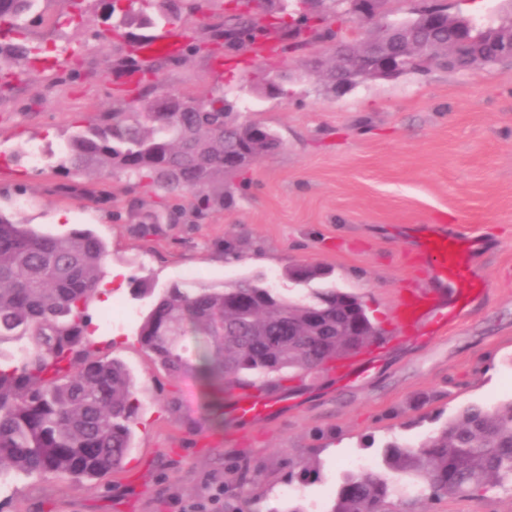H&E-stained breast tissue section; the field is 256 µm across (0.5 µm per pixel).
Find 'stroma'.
<instances>
[{
	"mask_svg": "<svg viewBox=\"0 0 512 512\" xmlns=\"http://www.w3.org/2000/svg\"><path fill=\"white\" fill-rule=\"evenodd\" d=\"M225 0H193L175 32L196 53L175 54L157 74L158 91L201 98L223 93L240 119L259 121L281 138L279 150L225 176L224 202L187 215L160 233L137 236L136 223L167 204L117 173L70 191L57 168L75 123L123 112L138 96L120 78L119 40L103 36L98 0H42L25 24L31 55L13 88L0 96V213L55 234L88 227L111 252L95 308L111 309L102 354L133 375L141 403L132 448L122 467L80 487L27 477L0 491V512H224L211 501L238 494L234 468L253 471L249 512H282L301 502L324 512L347 461L370 457L384 440L421 439L425 414L450 416L480 403L512 400V60L483 69L436 67L394 80H367L335 90L311 76L285 83L275 98L256 84L268 68L249 50L200 51ZM40 149L31 163L23 151ZM65 221H57V214ZM431 224L479 235L471 260L484 286L469 313L438 336L406 331L395 312L402 297L430 285L416 247ZM303 263L326 270L304 285L284 269ZM157 287L193 280L224 286L252 277L303 299L311 289L356 295L386 339L367 375L323 373L294 391L273 390L281 406L259 421H240L229 395L213 397L191 373L173 375L137 341L145 301L130 296L132 278ZM342 444L336 457L325 450ZM320 476L291 481L300 462ZM422 512H512V492L421 503Z\"/></svg>",
	"mask_w": 512,
	"mask_h": 512,
	"instance_id": "1",
	"label": "stroma"
}]
</instances>
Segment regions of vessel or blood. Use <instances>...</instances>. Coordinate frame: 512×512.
Returning <instances> with one entry per match:
<instances>
[{"instance_id": "vessel-or-blood-1", "label": "vessel or blood", "mask_w": 512, "mask_h": 512, "mask_svg": "<svg viewBox=\"0 0 512 512\" xmlns=\"http://www.w3.org/2000/svg\"><path fill=\"white\" fill-rule=\"evenodd\" d=\"M484 245L477 236L461 237L450 228L427 229L417 248L431 268L434 289H419L401 299L397 318L401 326L426 327L429 334L443 331L450 320L461 317L482 294L478 278L470 264L471 255ZM451 296H444V289ZM276 402L255 392L237 396L235 409L242 418L261 419L270 415Z\"/></svg>"}]
</instances>
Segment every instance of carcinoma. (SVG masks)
<instances>
[{"label":"carcinoma","mask_w":512,"mask_h":512,"mask_svg":"<svg viewBox=\"0 0 512 512\" xmlns=\"http://www.w3.org/2000/svg\"><path fill=\"white\" fill-rule=\"evenodd\" d=\"M40 0H0V92L11 88L15 62L29 48L22 21ZM228 8L229 23L210 39L244 46L282 61L316 41L336 42L343 19L327 20L312 9L301 15L268 13L266 24ZM180 0H111L107 38L152 23L177 26ZM124 67L158 73L156 59L140 60V44L126 42ZM143 97L127 112H107L74 131L60 151L59 166L74 178L115 172L170 196L196 191L204 202L224 201V154L246 143L224 95L190 99L176 94ZM172 212L138 224L155 234ZM108 249L92 230L54 235L0 213V477L53 476L73 484L97 480L120 467L132 444L140 401L126 365L97 357L89 339L92 305L105 278ZM307 283L326 272L308 265L286 268ZM132 296L149 299L137 327L140 345L168 372H194L225 392L248 387L296 388L382 339L381 329L355 295L316 290L295 301L257 279L228 287L193 282L156 290L133 280ZM196 338L186 352V333ZM416 443L397 439L379 448L374 470H350L325 512H415L426 500L474 498L492 488L512 491V400L493 407L469 404L438 423Z\"/></svg>","instance_id":"1"}]
</instances>
